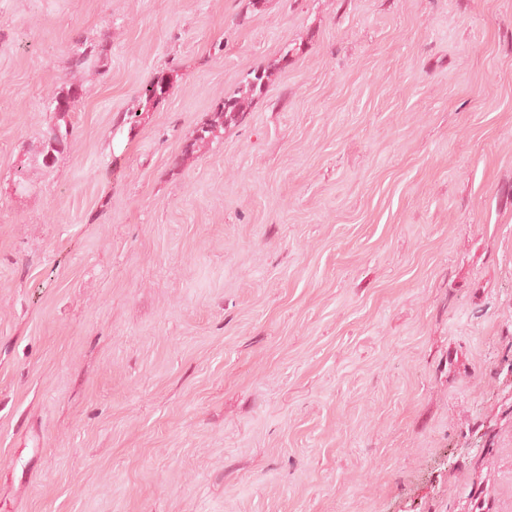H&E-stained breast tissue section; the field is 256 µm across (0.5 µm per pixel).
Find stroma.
<instances>
[{
	"label": "stroma",
	"instance_id": "stroma-1",
	"mask_svg": "<svg viewBox=\"0 0 512 512\" xmlns=\"http://www.w3.org/2000/svg\"><path fill=\"white\" fill-rule=\"evenodd\" d=\"M476 503L512 512V0H0V512ZM294 51L293 47L287 46L278 58L250 71L237 91L224 96V99L214 106L210 119L197 129L195 138L184 150L185 154L193 152L196 146L218 137L225 125L238 121L244 115L249 100L263 92L275 72L288 66L289 56L293 55ZM76 98H78V92L71 86H61L54 93L51 101L54 106L56 122L45 132L41 148L30 160V166L50 168L55 164L58 155L65 149L69 137L72 135L68 117Z\"/></svg>",
	"mask_w": 512,
	"mask_h": 512
}]
</instances>
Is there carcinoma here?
<instances>
[{"label": "carcinoma", "mask_w": 512, "mask_h": 512, "mask_svg": "<svg viewBox=\"0 0 512 512\" xmlns=\"http://www.w3.org/2000/svg\"><path fill=\"white\" fill-rule=\"evenodd\" d=\"M106 44L107 38L103 37L97 43L86 45L83 51L74 53L69 60L70 66L77 68L92 59L102 58L106 51ZM294 51L295 48L287 47L278 58L250 71L243 85L237 91L224 97L214 106L210 119L197 129L195 138L186 146L184 153L193 152L196 146L218 137L224 130V126L238 121L244 115L249 100L263 92L275 72L288 66L289 56ZM170 89V82L159 78L145 87L144 96L147 101L156 104L165 100ZM76 98H78V92L69 86L59 87L52 96L56 122L45 132L40 150L30 160L31 166L50 168L55 164L58 155L65 149L69 137L72 135L68 117Z\"/></svg>", "instance_id": "carcinoma-1"}]
</instances>
